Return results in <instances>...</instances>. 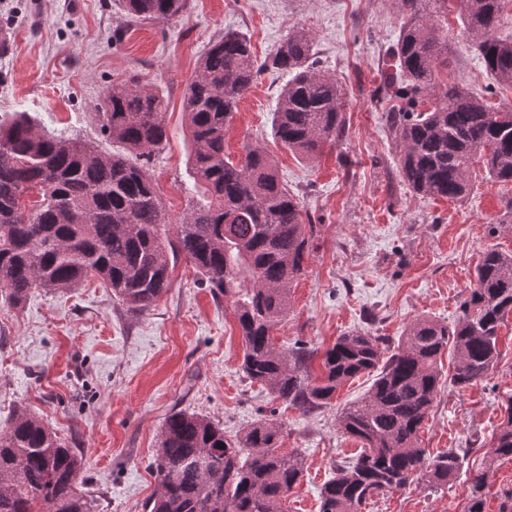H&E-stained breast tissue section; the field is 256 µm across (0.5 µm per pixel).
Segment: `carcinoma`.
<instances>
[{
  "instance_id": "obj_1",
  "label": "carcinoma",
  "mask_w": 512,
  "mask_h": 512,
  "mask_svg": "<svg viewBox=\"0 0 512 512\" xmlns=\"http://www.w3.org/2000/svg\"><path fill=\"white\" fill-rule=\"evenodd\" d=\"M462 2V40L497 83L512 85V37L495 35L506 0ZM118 5L128 17L170 19L187 0ZM440 44L437 29L413 17L388 48L390 72L380 91L400 99L388 118L404 181L417 194L461 200L471 191L468 172L478 158L489 179L512 184V107L494 108L487 95L457 85L437 94ZM311 55V39L299 30L260 64L237 33H225L204 53L183 99L191 183L183 187L188 207L174 235L147 165L168 141L164 95L137 83L107 89L102 132L120 153L46 133L24 112L0 122V301L17 306L34 290L65 293L95 279L142 312L167 291L179 260L192 263L215 294L232 299L244 376L276 398L310 412L330 404L346 382L374 373L365 396L338 417L339 429L362 444L361 452L320 490L319 512H361L418 473L436 488L459 477L469 449L429 457L418 434L436 399L445 350L453 352L450 381L460 389L483 381L494 366L499 330L512 314V254L488 249L457 321L415 320L385 360L381 338L351 332L324 351L314 377L308 370L314 351L276 345L273 333L303 274L314 224L264 150L245 145L233 162L224 155V136L257 75L272 71L289 76L273 113L275 139L303 158L335 141L345 124L341 89ZM130 155L144 162L132 164ZM280 443V428L270 419L227 436L204 414L171 412L150 462L156 489L146 512H286L303 465ZM490 455L512 459V396ZM85 470L84 455L38 416L20 409L0 426V512H96L82 490ZM487 477L472 478L465 512H485Z\"/></svg>"
}]
</instances>
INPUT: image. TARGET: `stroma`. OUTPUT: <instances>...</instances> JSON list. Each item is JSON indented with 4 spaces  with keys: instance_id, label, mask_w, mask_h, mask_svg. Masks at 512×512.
<instances>
[{
    "instance_id": "obj_1",
    "label": "stroma",
    "mask_w": 512,
    "mask_h": 512,
    "mask_svg": "<svg viewBox=\"0 0 512 512\" xmlns=\"http://www.w3.org/2000/svg\"><path fill=\"white\" fill-rule=\"evenodd\" d=\"M417 8L445 37L439 87L484 92V66L459 36L460 0L444 11L433 0ZM409 17L402 0H188L180 15L154 21L128 19L115 0H0V120L25 112L45 131L93 141L109 154L119 146L101 132L108 87L137 81L159 89L169 139L150 172L175 220L187 204L192 149L182 91L210 42L234 32L261 59L288 32L305 31L314 61L341 85L340 137L310 160L277 142L273 111L287 78L268 72L240 100L225 136L231 161L246 144L266 151L315 226L275 342L321 352L365 330L392 352L416 319L457 320L487 248L512 254V184L489 181L481 162L470 167V195L458 201L416 194L402 178L387 121L392 102L377 88ZM499 350L477 385L442 383L420 432L427 455L468 449L460 476L442 490L414 476L363 512H464L471 480L483 471L485 512H498L512 490V460L491 461L488 450L512 394V316ZM241 361L230 299L215 296L190 263L177 264L168 291L142 313L94 280L64 295L36 290L19 306L0 305V423L18 409L35 413L85 456V486L98 512H144L156 488L149 463L171 411L206 414L230 435L271 419L282 450L304 464L288 512H319L321 486L359 448L338 415L364 396L373 375L305 413L246 379Z\"/></svg>"
}]
</instances>
